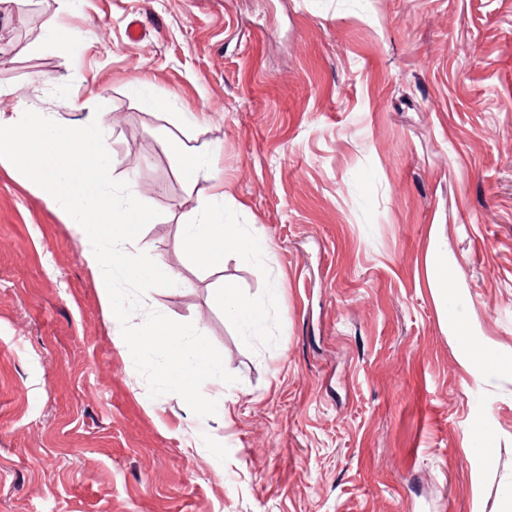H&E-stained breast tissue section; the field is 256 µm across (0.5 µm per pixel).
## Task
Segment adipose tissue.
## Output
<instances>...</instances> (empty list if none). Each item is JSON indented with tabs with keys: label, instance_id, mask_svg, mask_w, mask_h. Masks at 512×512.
I'll return each instance as SVG.
<instances>
[{
	"label": "adipose tissue",
	"instance_id": "adipose-tissue-1",
	"mask_svg": "<svg viewBox=\"0 0 512 512\" xmlns=\"http://www.w3.org/2000/svg\"><path fill=\"white\" fill-rule=\"evenodd\" d=\"M166 150L176 156L183 176L189 181L199 179L211 180L215 177L210 156L187 151L182 140L175 134L168 133L163 137ZM183 241L187 248L194 251L197 257L212 259L214 249L225 252H242L252 258H260L264 253L263 246L249 234L244 225L225 223L221 213L209 210L197 213L190 222L182 226ZM432 244L427 257V270L431 290L435 299L443 308L454 335L467 340L464 365L487 374L508 369L512 371V362H504L497 349L489 345H474L468 338L476 330L474 322L458 317L453 306L457 296L455 282L456 266L448 262V242L439 230H432ZM216 298L224 306L225 312L239 322L252 335H263L266 330V316L260 308L247 304L238 288L228 284L221 288Z\"/></svg>",
	"mask_w": 512,
	"mask_h": 512
}]
</instances>
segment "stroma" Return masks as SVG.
<instances>
[{
	"label": "stroma",
	"mask_w": 512,
	"mask_h": 512,
	"mask_svg": "<svg viewBox=\"0 0 512 512\" xmlns=\"http://www.w3.org/2000/svg\"><path fill=\"white\" fill-rule=\"evenodd\" d=\"M5 32L0 114L108 112L111 176L159 212L139 249L178 276L142 309L237 381L202 386L220 416L150 398L68 218L0 160V512H500L512 375L462 365L426 259L436 224L459 315L512 359V0H0ZM167 130L220 182H187ZM213 205L265 258L189 252ZM224 305L225 312L236 322H239L251 334L263 335L266 330V316L263 310L247 304L239 289L232 284L224 283L216 295Z\"/></svg>",
	"instance_id": "1"
}]
</instances>
